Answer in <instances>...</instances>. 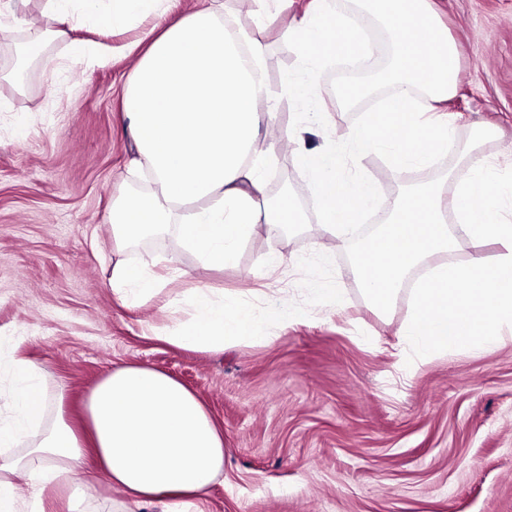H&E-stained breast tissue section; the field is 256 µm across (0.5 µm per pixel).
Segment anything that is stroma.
Instances as JSON below:
<instances>
[{
	"label": "stroma",
	"mask_w": 512,
	"mask_h": 512,
	"mask_svg": "<svg viewBox=\"0 0 512 512\" xmlns=\"http://www.w3.org/2000/svg\"><path fill=\"white\" fill-rule=\"evenodd\" d=\"M218 5L248 28L244 0H173L166 13L134 19L122 31L78 18L61 37L42 31L43 0H0V360L20 356L40 371L48 396L63 395L79 419L86 394L112 369L145 364L194 391L224 431V473L205 495V512H512V326L490 350L469 349L408 360L400 329L411 313L402 289L388 314L372 309L345 257L323 235L296 146L342 141L354 125L330 77L318 86L328 129L293 130L283 72L297 63L283 29L307 0H295L266 36L261 68L275 110L261 134L280 142L264 171L267 197L289 191L305 215L288 232L257 224L236 267L206 276L209 287L270 311L275 289L304 312L267 339L212 354L152 338L170 300L182 298L198 271L174 230L115 254L112 207L141 192L123 112L138 62L128 45ZM458 49L449 96L459 140L478 127L494 137L479 151L496 169L512 168V0H433ZM43 46L22 82L7 77L14 45ZM112 47L106 66L73 62V42ZM360 169L384 196L462 168L456 155L420 169L391 171L378 155ZM177 255L182 277L156 297L127 306L112 290L116 259L151 263ZM288 265L268 279L258 271L276 255ZM316 279L335 281L339 304L317 299Z\"/></svg>",
	"instance_id": "stroma-1"
}]
</instances>
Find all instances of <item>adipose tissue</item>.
<instances>
[{
  "mask_svg": "<svg viewBox=\"0 0 512 512\" xmlns=\"http://www.w3.org/2000/svg\"><path fill=\"white\" fill-rule=\"evenodd\" d=\"M293 0H250L255 25L228 32L214 9L196 11L161 33L128 86L125 110L137 153L131 164L152 173L155 190L122 198L112 210L117 250L174 229L182 249L205 271L235 266L257 223L280 229L303 223L290 195L263 206L262 168L274 143L260 137L258 103L265 94L254 70L266 50L262 33ZM120 30L139 15L166 11L168 0H45V32L57 34L78 8ZM165 277L116 261L112 287L126 304L156 296ZM266 318L234 296L190 289L186 304H170L157 340L201 352H220L294 317L276 299ZM12 409L0 417V512H44V496L74 481L85 450L100 479L137 503L163 502L165 512H202L207 486L224 470V434L201 400L173 377L142 364L112 370L88 395L85 429L67 419L63 398L48 401L33 363L10 366Z\"/></svg>",
  "mask_w": 512,
  "mask_h": 512,
  "instance_id": "ef3b65f1",
  "label": "adipose tissue"
}]
</instances>
